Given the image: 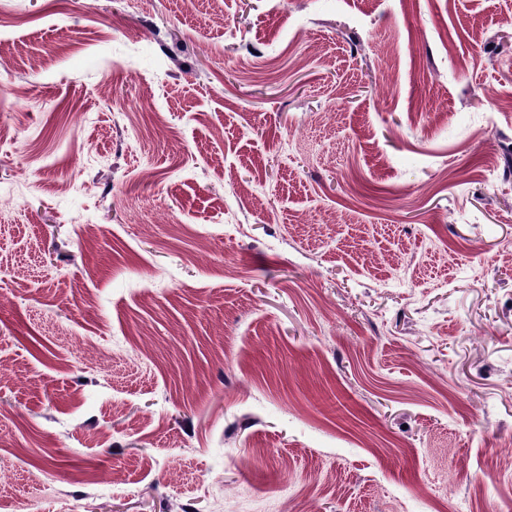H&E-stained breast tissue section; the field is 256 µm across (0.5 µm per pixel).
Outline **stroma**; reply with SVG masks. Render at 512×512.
Returning a JSON list of instances; mask_svg holds the SVG:
<instances>
[{"instance_id":"35a3bbf8","label":"stroma","mask_w":512,"mask_h":512,"mask_svg":"<svg viewBox=\"0 0 512 512\" xmlns=\"http://www.w3.org/2000/svg\"><path fill=\"white\" fill-rule=\"evenodd\" d=\"M0 0L9 512H512V0Z\"/></svg>"}]
</instances>
